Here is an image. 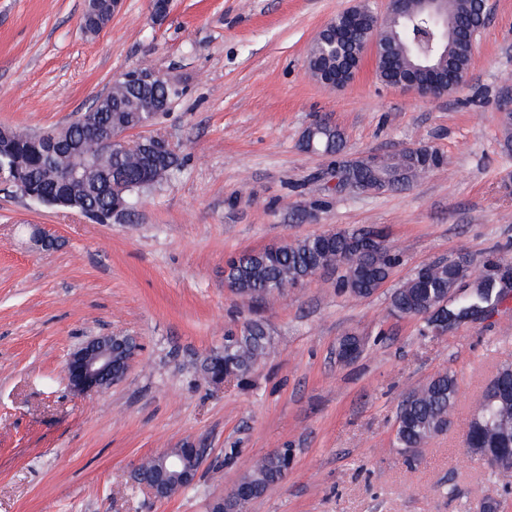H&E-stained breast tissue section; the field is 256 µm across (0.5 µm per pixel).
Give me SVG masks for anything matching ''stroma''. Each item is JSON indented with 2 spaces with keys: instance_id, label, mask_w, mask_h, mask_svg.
Instances as JSON below:
<instances>
[{
  "instance_id": "35a3bbf8",
  "label": "stroma",
  "mask_w": 512,
  "mask_h": 512,
  "mask_svg": "<svg viewBox=\"0 0 512 512\" xmlns=\"http://www.w3.org/2000/svg\"><path fill=\"white\" fill-rule=\"evenodd\" d=\"M361 0H124L85 35V0H0V125L67 123L127 70L175 83L152 130L182 164L122 222L24 199L0 181V512H208L257 459L288 448L282 480L249 512H478L511 476L465 454L472 409L512 361V298L444 335L390 312L419 265L465 255L512 263V0H490L467 83L421 97L365 56L344 86L308 70L320 30ZM323 119L344 151L438 150L443 164L397 191L340 193L330 157L300 148ZM51 225L42 249L34 226ZM381 228L402 256L373 295L339 291L328 269L258 304L224 286L234 254L340 229ZM261 319L271 348L248 385L202 365L227 330ZM137 337L121 381L86 397L65 363L89 337ZM362 336L355 360L336 349ZM452 371L447 432L406 460L394 445L403 399ZM206 449L195 483L153 501L133 470L171 448ZM455 497H448L447 487Z\"/></svg>"
}]
</instances>
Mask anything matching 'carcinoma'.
I'll return each instance as SVG.
<instances>
[{
	"instance_id": "cac0c4a2",
	"label": "carcinoma",
	"mask_w": 512,
	"mask_h": 512,
	"mask_svg": "<svg viewBox=\"0 0 512 512\" xmlns=\"http://www.w3.org/2000/svg\"><path fill=\"white\" fill-rule=\"evenodd\" d=\"M444 12V26L435 25L428 15L417 11L387 26L382 35L389 43V59L378 71L382 81L397 83L408 77L406 69L412 62L420 61L428 67L437 64L444 46L448 45L444 41V34L448 33L454 36L453 45L441 67L434 71H417L415 76L450 91L456 89L459 74L471 64V35L485 15L484 3L482 0H444ZM329 38L331 29L327 25L310 46L309 62L320 70L341 66L340 54H321L323 41ZM179 94V88L162 79L144 86L116 83L102 104H97L98 98L95 97L88 109L103 113L114 129L124 130L141 125L159 104H169ZM73 138L79 150L96 156V169L87 181L83 199L91 209L89 218L97 224L108 222L112 201L132 203L134 195L161 184L180 166L179 157L172 150L155 152V160L149 166L137 161L134 148L105 153L91 128L74 130ZM14 145L21 170L33 189L44 196H56L62 177L73 164L72 153L62 152L54 164L49 165L36 143V133L22 130L14 131ZM311 146L335 155L333 172L341 191L364 193L398 189L443 163V156L438 151L418 147L389 158V163L380 169H369L363 165V160L344 156L343 134L325 121L318 123L315 141H301L304 150ZM105 173L112 174L110 193L100 189L101 177ZM367 234L366 230L337 231L329 240L309 236L287 242L270 255L260 251L242 253L224 268V279L237 288L242 298L259 302L308 280L321 267H330L343 271L339 279L340 288H362L367 292L375 287L377 281L388 278L392 266V259L381 254L374 256L355 247V242ZM502 265L500 260L487 259L485 272L471 283L467 282L470 272L466 260L439 265L430 279L424 280L415 275L397 288L390 298V310L398 316L425 313L438 300L446 298L451 289L464 284L468 291L456 297L453 303L456 317L485 313L506 296L499 287ZM270 347L265 324L258 319L250 320L243 325L240 335L226 338L224 352L215 353L205 360L203 371L212 379L222 365L228 380L243 383ZM457 392V380L448 371L432 377L418 397L403 400L395 419V446L406 454L408 449L420 448L431 437L445 432L441 423L448 414V406L455 404ZM496 409L497 403L487 404L481 417L485 432H480L472 422L467 436L472 441L483 440V448H512V427L504 432L493 427L494 419L504 420L503 413L496 412ZM289 462L287 453L267 456L248 470L239 483L247 484L260 493L281 479ZM165 466L164 454L161 453L141 464L136 475L140 482L147 484L159 476Z\"/></svg>"
}]
</instances>
